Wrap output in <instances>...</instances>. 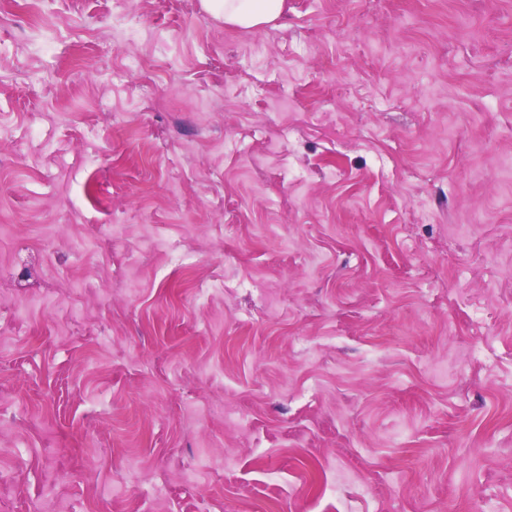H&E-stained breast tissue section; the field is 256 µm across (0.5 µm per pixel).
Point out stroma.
<instances>
[{"instance_id": "stroma-1", "label": "stroma", "mask_w": 512, "mask_h": 512, "mask_svg": "<svg viewBox=\"0 0 512 512\" xmlns=\"http://www.w3.org/2000/svg\"><path fill=\"white\" fill-rule=\"evenodd\" d=\"M0 512H512V0H0ZM205 8L224 23L243 29H255L279 19L284 10V0H203Z\"/></svg>"}]
</instances>
